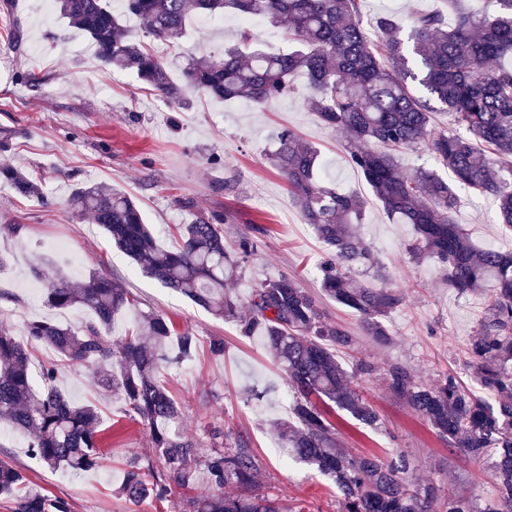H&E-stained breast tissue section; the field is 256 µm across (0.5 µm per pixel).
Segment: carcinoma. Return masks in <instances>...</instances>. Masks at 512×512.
I'll return each instance as SVG.
<instances>
[{"label":"carcinoma","mask_w":512,"mask_h":512,"mask_svg":"<svg viewBox=\"0 0 512 512\" xmlns=\"http://www.w3.org/2000/svg\"><path fill=\"white\" fill-rule=\"evenodd\" d=\"M54 2L70 26L90 38L103 66L135 74L173 106L183 105L190 94L262 106L302 82L307 105L323 124L349 137L350 161L388 216L396 224L414 225L408 252L446 263L448 285L459 292L489 293L487 314L469 342L467 370L497 393V404L473 396L453 372L427 385L405 367L392 366L386 385L448 447L489 463L496 503L483 509L475 495H450L446 512H512V253L475 246L453 218L460 186L497 199L499 220L512 229V180L495 166L512 156V64L505 63L512 57V0H494V9L479 14L462 0H450L453 26L441 11L420 13L405 39L392 18L381 16L374 42L361 27L359 0H124V13L138 18L145 34L172 46L184 38L195 15L222 16L230 8L244 20L239 46L189 58L178 80L149 43L124 29L112 0ZM257 16L286 26L294 46L247 50L254 35L246 20ZM439 106L467 136L433 127ZM421 144L452 172L454 182L435 169L401 171L396 153ZM268 159L287 180L305 223L327 247L321 266L324 291L359 313L368 335L385 338L382 317L403 305L405 294L388 282L359 233L366 202L327 182L317 148L290 129L273 135ZM0 181L23 196L42 193V185L6 157L0 161ZM69 205L78 218L100 225L146 276L217 317L238 320L245 335L261 334L298 394L294 421L278 427L282 447L332 479L338 512H429L437 489L410 482L406 455L386 462L346 452L337 444L335 425L311 400L313 395L326 399L365 424L378 421L376 410L353 387L354 376L334 354V348L351 344L350 332L328 321L316 299L286 276L260 284L241 306L230 288L238 260L224 248L223 217L201 214L179 225L178 246L166 249L144 223L137 202L119 189L78 187ZM356 266L373 270L381 285L353 277ZM33 273L45 282L46 305L92 313L77 330L50 320L29 322L20 336L0 329V422L28 434L30 454L45 469L84 471L103 465L104 429L96 405L75 404L61 390L57 363L41 365L40 386L34 387L30 357L38 345L95 370L98 387L123 395L129 416L149 429L152 453L126 462L117 489L126 501L163 500L177 491L180 512H280L279 499L258 484L259 467L250 449L242 443L224 445L222 426L207 427L206 448L176 431L181 408L162 371L197 350L192 332L178 334L163 315L142 313L135 330L114 342V318L136 306L127 289L97 270L81 281L40 266ZM202 472L205 491L198 490ZM227 486L238 491L227 494ZM0 494L11 501V512H72L67 500L29 486L21 471L2 459Z\"/></svg>","instance_id":"obj_1"}]
</instances>
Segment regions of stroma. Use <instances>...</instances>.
Masks as SVG:
<instances>
[{
    "label": "stroma",
    "instance_id": "stroma-1",
    "mask_svg": "<svg viewBox=\"0 0 512 512\" xmlns=\"http://www.w3.org/2000/svg\"><path fill=\"white\" fill-rule=\"evenodd\" d=\"M443 6V0H360L362 26L375 36L376 19L388 15L405 29L415 13ZM12 10L23 42L10 44L9 25L0 15V127L18 129L12 161L41 176L43 195L25 198L0 182V225L22 227L17 235L0 234V290L13 295L0 300V328L18 336L33 320L74 328L88 320L87 311L51 309L36 298L34 264L62 265L74 278L93 270L111 275L141 309L165 314L176 330L191 331L202 342L193 357L163 372L183 406L180 433L203 443L205 425H221L230 441H243L253 451L263 488L281 497L285 512L296 503L304 512H337L332 481L307 463L283 458L277 447V425L292 417L291 406L282 401L290 386L261 339L242 336L236 322L215 317L142 274L98 225L72 215L68 197L80 185L125 191L137 199L157 242L168 249L179 242L177 225L198 213H221L224 243L242 260L236 283L240 299L266 280L296 277L329 319L349 330L354 344L338 350L342 365L350 369L361 359L372 365V374L356 377L354 384L378 411V426L361 424L333 403L323 405L343 448L387 461L406 454L416 480L439 489L431 512H445L452 493L493 499L486 466L449 447L388 392L384 381L395 364L412 369L425 384L448 370H461L488 298L450 288L448 270L437 258H412L406 245L415 236L413 226L392 223L349 164L346 136L327 128L299 92L263 107L208 97L169 106L142 89L133 74L103 68L87 37L61 17L45 21L40 0H12ZM237 28L238 19L229 12L220 28H204L196 18L180 47L159 41L151 47L176 74L188 57L234 44ZM27 70L45 76L40 93L18 80V73ZM283 128L318 148L328 166L327 179L339 192L366 201L360 232L393 285L406 295L405 304L384 319L389 343L364 335L359 316L321 288L318 266L325 249L265 156L272 135ZM458 194L461 205L454 219L471 240L482 248L512 252V229L500 224L495 199L464 188ZM214 336L224 340L223 357L208 352L206 344ZM57 383L72 402L99 407L105 428L103 466L79 473L48 471L29 455L26 437L8 428L0 430V459L11 461L43 492L68 500L73 512H175L174 497L132 505L116 494L125 461L150 449L148 429L126 417L123 397L100 394L88 369L66 361Z\"/></svg>",
    "mask_w": 512,
    "mask_h": 512
}]
</instances>
